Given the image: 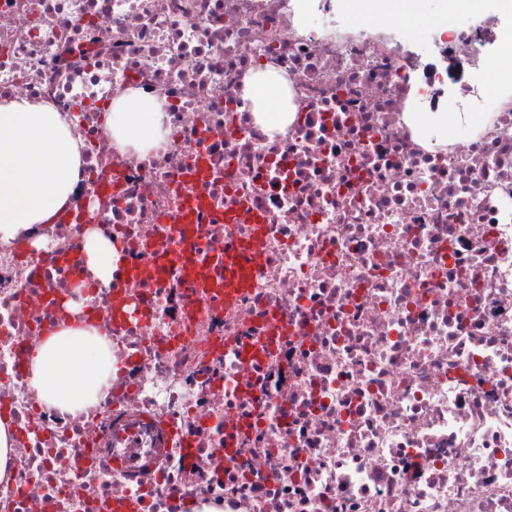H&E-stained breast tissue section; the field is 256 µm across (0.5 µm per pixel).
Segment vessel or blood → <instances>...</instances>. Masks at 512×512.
I'll use <instances>...</instances> for the list:
<instances>
[{"instance_id":"b4317fda","label":"vessel or blood","mask_w":512,"mask_h":512,"mask_svg":"<svg viewBox=\"0 0 512 512\" xmlns=\"http://www.w3.org/2000/svg\"><path fill=\"white\" fill-rule=\"evenodd\" d=\"M204 203V198L188 197L178 224L171 228L175 236H193L195 214ZM261 257L262 234L257 231L249 238L234 240L225 246L223 268H216L214 261L204 257L184 254L180 257V270L183 280L192 287L230 304L251 288Z\"/></svg>"}]
</instances>
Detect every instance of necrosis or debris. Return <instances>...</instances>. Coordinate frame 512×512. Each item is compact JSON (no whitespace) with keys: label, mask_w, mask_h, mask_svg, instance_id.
Segmentation results:
<instances>
[{"label":"necrosis or debris","mask_w":512,"mask_h":512,"mask_svg":"<svg viewBox=\"0 0 512 512\" xmlns=\"http://www.w3.org/2000/svg\"><path fill=\"white\" fill-rule=\"evenodd\" d=\"M498 33L425 45L333 0H0V97L51 105L85 145L80 223L0 241V512H512V72L480 77ZM267 71L295 114L276 135L243 96ZM130 89L165 102L145 154L105 127ZM451 106L479 122L438 143L410 122ZM197 193L194 252L250 233L227 207L264 216L229 306L171 259ZM91 237L162 276L103 285ZM119 299L136 316L116 325ZM83 318L112 375L73 414L38 397L30 360ZM205 204V199L198 196H190L187 199L185 207L180 215L179 224H174L171 232L181 238L193 237L196 231V224H193L197 209Z\"/></svg>","instance_id":"4bbe7bcc"}]
</instances>
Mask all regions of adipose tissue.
Masks as SVG:
<instances>
[{
	"label": "adipose tissue",
	"instance_id": "1",
	"mask_svg": "<svg viewBox=\"0 0 512 512\" xmlns=\"http://www.w3.org/2000/svg\"><path fill=\"white\" fill-rule=\"evenodd\" d=\"M245 97L265 106L271 129H281L282 86L268 76L248 84ZM162 104L125 94L107 109L106 126L119 145L158 142ZM84 144L52 106L21 98L0 100V240L14 239L32 224H50L69 201L83 174ZM103 337L84 328L63 327L46 336L33 357L31 383L40 399L75 411L89 404L106 381L97 368Z\"/></svg>",
	"mask_w": 512,
	"mask_h": 512
}]
</instances>
